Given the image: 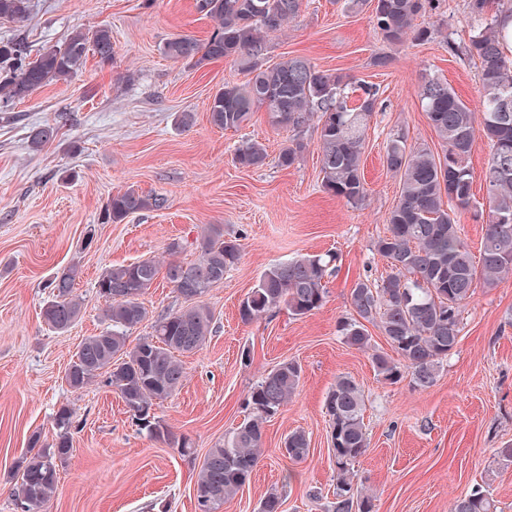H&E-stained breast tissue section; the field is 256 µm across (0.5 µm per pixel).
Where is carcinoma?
Returning <instances> with one entry per match:
<instances>
[{
  "instance_id": "carcinoma-1",
  "label": "carcinoma",
  "mask_w": 512,
  "mask_h": 512,
  "mask_svg": "<svg viewBox=\"0 0 512 512\" xmlns=\"http://www.w3.org/2000/svg\"><path fill=\"white\" fill-rule=\"evenodd\" d=\"M371 1V22L384 44L431 39V29L418 26L416 20L436 9V0H353V6ZM196 9L214 22L210 36L204 41L171 38L162 46L163 55L195 68L231 58L247 73L243 83L226 84L215 93L211 125L238 129L254 112L265 109L271 126L293 132L278 155V165L285 169L298 163L308 145L305 134L316 127L323 189L350 204L360 203L366 194L365 133L380 88L322 70L303 57L267 64L268 37L299 18L302 0H196ZM469 13L473 25L466 52L480 66L478 107L471 108L438 77L422 81L420 100L441 152L410 144L400 132L388 138L384 164L399 178L400 195L375 250L386 259L390 272L379 284L358 280L349 293L352 317L338 324L344 342L360 351H372L366 324L380 329L398 358L372 351L371 359L377 375L390 384L408 374L415 387H431L441 364L458 345L462 308L477 286L493 288L512 274V58L503 36L504 20L512 19V0H470ZM29 14L30 0H0V19L24 21ZM90 52L100 64L112 63L110 28L100 27L90 36L78 32L34 56L22 39L0 41V98L20 101L41 87L69 81ZM479 138L489 144L490 157L485 174L487 222L476 258L463 238L458 214L476 204L468 157ZM267 159V146L258 140L237 148L233 157L235 164L247 169L261 168ZM165 203L157 195L128 189L109 199L103 220L120 223L131 215L162 209ZM182 250L175 240L167 247V260L116 265L99 277L96 288L104 301L107 327L80 344L65 374L74 389L97 380L114 389L128 411L142 412L137 421L146 422L144 429L165 441L172 440L168 429L148 420L153 404L182 388L187 373L178 355L201 349L212 332L214 315L203 297L238 264L242 245L224 237L223 225L209 224L196 260L175 259ZM337 261L336 253L325 252L266 268L239 306L241 321L248 324L280 308L294 316L321 308L327 279L338 271ZM78 274V268L70 266L50 280L53 299L43 317L55 330H68L80 317L82 303L74 294ZM160 278L185 306L157 315L152 332L129 347L128 333L149 318L141 297ZM301 373L300 365L284 362L251 390L250 416L224 443L208 450L196 473L195 512H222L224 503L245 485L262 453L263 424L287 406ZM324 406L331 422L336 472L328 512H375L374 495L358 484L354 472V463L370 444L362 390L352 378L340 376ZM72 416L68 407L57 411V433L50 442L39 433L30 436L14 474L21 512H42L55 494L57 467L72 453ZM285 446L291 461L309 456L310 441L301 431L288 434ZM452 512H496V504L479 486L457 498Z\"/></svg>"
}]
</instances>
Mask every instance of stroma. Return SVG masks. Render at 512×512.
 <instances>
[{
  "mask_svg": "<svg viewBox=\"0 0 512 512\" xmlns=\"http://www.w3.org/2000/svg\"><path fill=\"white\" fill-rule=\"evenodd\" d=\"M26 21L0 19V41L20 38L32 51L63 44L72 33L112 30L115 59L88 56L69 82L0 103V512H18L11 474L33 432L53 439L59 408L73 411V449L58 467V489L46 512H194L196 472L209 448L242 423L251 389L271 369L295 361L300 384L265 424L264 454L250 480L223 512H259L277 492L283 512H327L334 489L329 417L324 400L338 376L351 377L365 400L370 446L354 465L376 497L377 512H450L474 485L489 490L498 512H512V466L494 457L512 443V278L476 288L462 312L460 341L425 390L410 378L380 380L369 353L349 348L337 331L350 316L348 295L362 278L381 279L387 262L375 250L399 184L384 165L386 140L439 149L422 109L425 75L447 80L469 103L480 95L476 60L465 52L468 0H440L422 15L438 34L425 43L384 47L367 8L345 0H303L299 18L269 37V60L301 56L318 67L379 86L381 102L367 131L366 196L358 205L326 193L316 131L294 167L278 166L290 132L255 112L238 130L211 125L209 108L224 83L246 75L229 59L194 69L166 58L163 43L182 34L206 39L214 23L195 0H30ZM387 49L388 68L370 66ZM180 112L195 115L179 129ZM56 127L40 150L39 127ZM265 143L266 166L244 169L233 155L250 140ZM166 197V208L119 224L102 221L112 195L127 189ZM220 224L239 239V264L205 301L214 328L204 346L184 354L187 379L156 402L155 417L173 442L138 429L119 394L95 382L70 388L65 372L81 341L106 323L95 284L114 265L162 257L172 241L179 258L195 260L204 225ZM335 251L339 271L318 310L295 317L281 309L251 323L238 308L260 273L303 254ZM77 265L82 313L67 332L53 331L42 311L55 272ZM305 432L310 453L290 463L280 453L288 433ZM191 443L181 454L177 440Z\"/></svg>",
  "mask_w": 512,
  "mask_h": 512,
  "instance_id": "1",
  "label": "stroma"
}]
</instances>
